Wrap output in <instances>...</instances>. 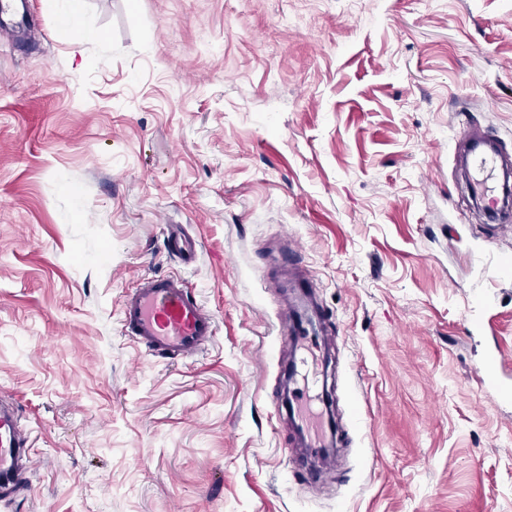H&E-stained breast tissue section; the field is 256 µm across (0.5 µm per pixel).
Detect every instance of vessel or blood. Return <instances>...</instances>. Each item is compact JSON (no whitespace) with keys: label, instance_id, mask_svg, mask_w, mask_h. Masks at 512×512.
<instances>
[{"label":"vessel or blood","instance_id":"1","mask_svg":"<svg viewBox=\"0 0 512 512\" xmlns=\"http://www.w3.org/2000/svg\"><path fill=\"white\" fill-rule=\"evenodd\" d=\"M461 136L470 149L465 162L471 173L475 190L485 201L490 213L499 210L497 195L490 193L487 182L493 179L503 163L499 150L490 147L486 132L463 128ZM296 288L301 289V308L289 311V332L297 341H305L308 334L319 332L323 320L319 312L309 311L312 295L307 292L303 276H296ZM124 330L152 355L165 358H186L199 354L215 334L213 315L194 296L189 294L182 282L173 277L144 279L141 286L128 296L121 309ZM503 363L500 352L491 353L482 364L481 385L500 405L512 404V384L502 381L498 369ZM290 413L295 423L297 436L304 447L312 453L337 441L335 429L324 415L313 414L306 400L295 398L290 404ZM26 440L21 435L14 409L0 407V497L6 498L17 490L21 472L28 460L25 452Z\"/></svg>","mask_w":512,"mask_h":512}]
</instances>
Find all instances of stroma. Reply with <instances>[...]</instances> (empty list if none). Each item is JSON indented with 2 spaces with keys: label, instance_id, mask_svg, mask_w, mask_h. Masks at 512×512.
Returning <instances> with one entry per match:
<instances>
[{
  "label": "stroma",
  "instance_id": "1",
  "mask_svg": "<svg viewBox=\"0 0 512 512\" xmlns=\"http://www.w3.org/2000/svg\"><path fill=\"white\" fill-rule=\"evenodd\" d=\"M0 17V401L33 459L0 512H512V223L472 210L462 120L512 156V0H59ZM197 248L184 264L169 225ZM295 252L342 453L281 407ZM172 276L214 315L155 358L120 311ZM492 299L468 328L472 294ZM64 8L60 15L61 27L69 32L76 42L84 41L93 36L84 26V0H63ZM503 364L501 353L496 350L482 364L481 385L497 405L512 404V384L502 381L498 376V368Z\"/></svg>",
  "mask_w": 512,
  "mask_h": 512
}]
</instances>
